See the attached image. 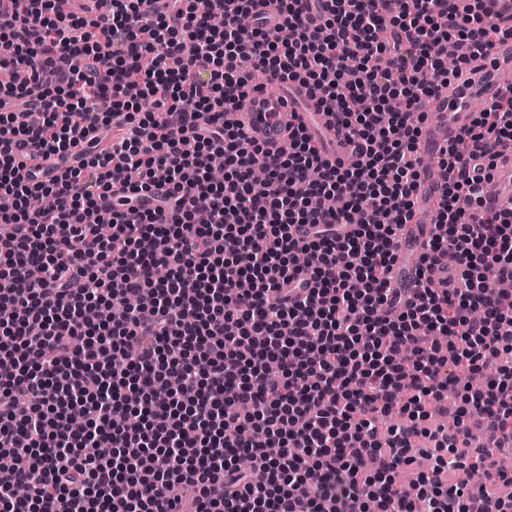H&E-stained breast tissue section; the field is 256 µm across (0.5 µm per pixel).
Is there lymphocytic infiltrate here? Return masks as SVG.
Returning a JSON list of instances; mask_svg holds the SVG:
<instances>
[{
  "mask_svg": "<svg viewBox=\"0 0 512 512\" xmlns=\"http://www.w3.org/2000/svg\"><path fill=\"white\" fill-rule=\"evenodd\" d=\"M56 2L20 14L0 0V194L14 200L0 210V512H512L493 490L512 472L476 440L512 442V365L470 384L512 355L498 289L512 210H480L512 148L511 87L439 155L445 202L422 262L455 252L454 288L409 301L389 277L422 105L512 38L501 0H319L312 18L307 0H278L282 39L241 36L254 0H110L102 31ZM456 40L469 52L450 70ZM264 70L319 92L352 163L326 164L299 128L270 156L225 125ZM109 124L111 143L54 179L21 175L19 158L67 155ZM126 185L164 188V208L114 210ZM125 296L137 305L118 308ZM130 348L134 363L115 362ZM450 388L453 425H433ZM392 415L406 422L380 440Z\"/></svg>",
  "mask_w": 512,
  "mask_h": 512,
  "instance_id": "lymphocytic-infiltrate-1",
  "label": "lymphocytic infiltrate"
}]
</instances>
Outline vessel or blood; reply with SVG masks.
I'll list each match as a JSON object with an SVG mask.
<instances>
[{"label": "vessel or blood", "mask_w": 512, "mask_h": 512, "mask_svg": "<svg viewBox=\"0 0 512 512\" xmlns=\"http://www.w3.org/2000/svg\"><path fill=\"white\" fill-rule=\"evenodd\" d=\"M254 22L273 31L282 17L274 0H262ZM512 73V39L495 42L486 58L477 60L468 80L440 87L429 100L419 138V152L438 155L449 141L466 129L472 119L471 103L479 98L492 100L501 88L500 77ZM265 88L249 98L240 110L224 115V122L243 128L250 139L267 153L277 154L287 141L289 126L303 127L322 160L333 163L348 159L349 147L344 133L329 115L319 95L299 82H282L274 74L264 77ZM21 171L42 179L57 169L53 157L36 155L21 159ZM445 174L422 169L414 196L413 215L400 228L397 259L390 275L394 284L415 287L419 257L425 251L434 226L433 219L445 195ZM512 206V154L500 156L489 193L483 197L484 213H495Z\"/></svg>", "instance_id": "vessel-or-blood-1"}]
</instances>
